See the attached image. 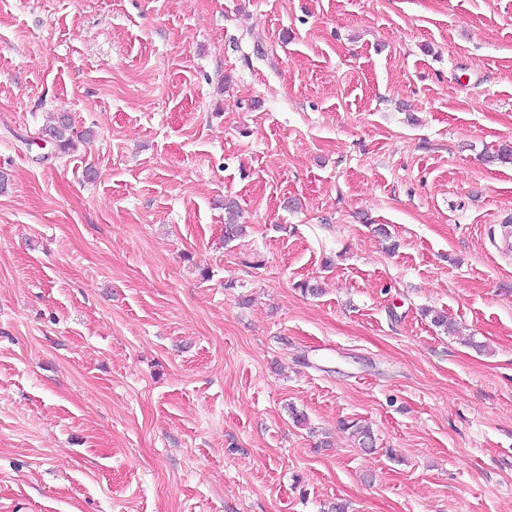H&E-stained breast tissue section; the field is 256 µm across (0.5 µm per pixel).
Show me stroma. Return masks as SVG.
I'll list each match as a JSON object with an SVG mask.
<instances>
[{
  "mask_svg": "<svg viewBox=\"0 0 512 512\" xmlns=\"http://www.w3.org/2000/svg\"><path fill=\"white\" fill-rule=\"evenodd\" d=\"M507 141L512 0H0V512H512Z\"/></svg>",
  "mask_w": 512,
  "mask_h": 512,
  "instance_id": "obj_1",
  "label": "stroma"
}]
</instances>
